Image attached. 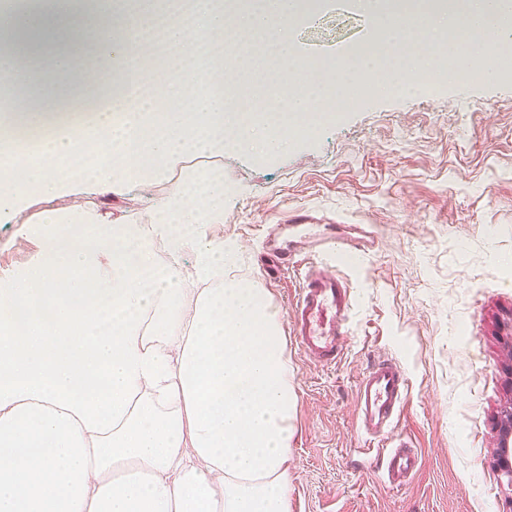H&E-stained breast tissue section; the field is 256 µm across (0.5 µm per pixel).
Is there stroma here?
Segmentation results:
<instances>
[{
  "label": "stroma",
  "mask_w": 512,
  "mask_h": 512,
  "mask_svg": "<svg viewBox=\"0 0 512 512\" xmlns=\"http://www.w3.org/2000/svg\"><path fill=\"white\" fill-rule=\"evenodd\" d=\"M297 58H333L378 40L379 22L348 0H327L290 25ZM432 95L359 92L314 134L225 143L174 170L224 174V221L197 238L233 244L228 279L261 288L281 325L295 397L289 421V512H512L499 464L497 423L512 401V65L494 80L431 78ZM367 232L365 254L314 259L344 278L350 331L336 363L295 345L290 316L300 272L268 277L264 240L291 214ZM37 241L0 222V276L35 258ZM398 361L410 388L398 429L420 467L399 490L381 477L356 425L362 374Z\"/></svg>",
  "instance_id": "stroma-1"
}]
</instances>
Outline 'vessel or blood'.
I'll use <instances>...</instances> for the list:
<instances>
[{
    "label": "vessel or blood",
    "mask_w": 512,
    "mask_h": 512,
    "mask_svg": "<svg viewBox=\"0 0 512 512\" xmlns=\"http://www.w3.org/2000/svg\"><path fill=\"white\" fill-rule=\"evenodd\" d=\"M349 312L345 281L307 269L291 319L299 349L318 362L334 363L349 333ZM409 386L404 367L387 359L374 363L362 375L356 393L357 428L378 440L383 481L395 489L406 486L419 469L410 440L395 430Z\"/></svg>",
    "instance_id": "obj_1"
}]
</instances>
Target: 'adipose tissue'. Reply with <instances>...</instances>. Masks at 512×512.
Wrapping results in <instances>:
<instances>
[{"instance_id":"obj_1","label":"adipose tissue","mask_w":512,"mask_h":512,"mask_svg":"<svg viewBox=\"0 0 512 512\" xmlns=\"http://www.w3.org/2000/svg\"><path fill=\"white\" fill-rule=\"evenodd\" d=\"M416 0L429 41L467 16L512 34V0ZM304 0H250L237 18L244 36L258 20L293 19ZM152 0H25L0 10V80L17 97L0 103V138L18 125L39 131L0 167V205L13 224H36L38 253L0 278V512H288L292 370L280 323L261 289L224 278L233 245L196 241L199 224L224 221V180L214 170L175 176L181 155L223 148L246 134L255 101L244 90L200 95L203 72L172 79L146 67L181 109L147 132L148 105L118 98L93 70L126 80L141 51L137 27ZM206 10L172 28L181 47L224 32ZM356 48L337 70L295 62L288 30L267 44L263 66L288 68L277 85L282 111L269 133L299 120L327 84L382 88L429 71L406 57L362 67ZM96 98L105 140L78 138L79 105ZM98 153L100 166L68 176L65 160ZM137 221L113 218V194L158 180ZM78 194L76 211L60 205ZM196 244L199 285L181 287L175 266L156 268V248L178 258Z\"/></svg>"}]
</instances>
